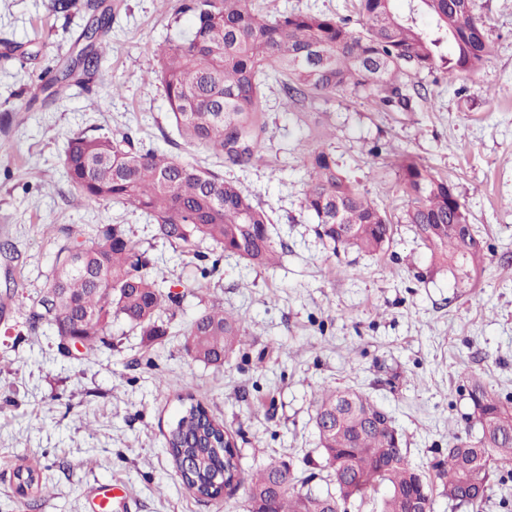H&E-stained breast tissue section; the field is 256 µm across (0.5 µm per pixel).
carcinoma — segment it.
Instances as JSON below:
<instances>
[{"instance_id": "cac0c4a2", "label": "carcinoma", "mask_w": 512, "mask_h": 512, "mask_svg": "<svg viewBox=\"0 0 512 512\" xmlns=\"http://www.w3.org/2000/svg\"><path fill=\"white\" fill-rule=\"evenodd\" d=\"M358 2L362 26L355 31L344 20L320 14L264 16L254 11L251 0H185L183 10L192 17L189 35L159 50L154 71L179 135L231 165H248L259 158L256 116L271 78L293 101L350 89L369 101L406 109L411 97L403 91L402 78L408 69L442 68L455 77L479 70L490 59L472 0H409L405 14L394 10V0ZM85 8L91 11L87 26L96 40L82 72L94 75L112 15L96 14L93 0ZM449 42L454 46L450 56L444 52ZM307 166L302 206L324 245L334 252H383L393 232L386 211L325 150L311 151ZM64 167L84 197L143 212L171 244L209 240L224 254L255 267L280 263L282 252L272 240L267 212L219 170L155 149L141 150L127 135L84 133L68 139ZM399 173L406 197L404 223L413 227L432 260L455 275H468L484 254L473 236L453 224L462 203L448 195V180L408 156L400 160ZM148 266L122 225L107 224L90 247L59 250L31 323L45 322L58 336L86 337L88 353L111 347L107 329L118 318L147 336H164L162 315L179 300ZM246 339L244 320L214 304L187 329L184 350L196 362L221 367ZM469 399L481 436L455 437L447 455L433 464L430 481L409 462L403 436L382 404L355 389L320 388L312 422L334 488L322 492L305 481L298 484L290 464L273 459L247 481L249 512H335L333 503L361 500L381 485L385 493L376 512H410L415 501L431 512L435 483L455 507L481 504L493 466L512 465V405L476 377ZM222 429L201 404L191 401L178 430L166 438L183 484L199 497L210 495L216 478L226 488L233 486L224 480L233 467V452L224 447ZM17 474L27 480L17 485L18 493L27 488L50 493L37 466H21Z\"/></svg>"}]
</instances>
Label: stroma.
<instances>
[{
    "label": "stroma",
    "instance_id": "1",
    "mask_svg": "<svg viewBox=\"0 0 512 512\" xmlns=\"http://www.w3.org/2000/svg\"><path fill=\"white\" fill-rule=\"evenodd\" d=\"M112 27L100 72L53 80L78 52L88 15L51 0H0V512H90L93 486L111 483V512H247L244 487L202 500L182 483L165 448L192 395L232 433L241 474L270 459L326 488L305 458L319 459L313 397L352 387L382 403L429 470L453 434L477 436L468 397L482 377L512 400V0H473L494 48L480 70L456 78L425 70L405 81L408 109L346 91L295 104L264 89L260 161L223 165L179 141L154 79L156 50L188 26L183 0H105ZM262 15L311 12L360 29L357 0H253ZM128 134L136 145L222 170L271 219L286 251L279 267L254 269L210 242L171 244L141 211L85 198L64 168L68 137ZM325 149L391 216L393 237L371 256L326 250L302 207L310 150ZM410 156L447 178L464 203L484 262L464 278L436 265L402 221L397 161ZM123 225L181 303L166 335L123 321L112 346L59 351L30 312L59 249L87 245L99 227ZM216 265L201 278V266ZM240 315L249 342L222 367L183 348L210 300ZM39 463L51 493L19 496L18 466Z\"/></svg>",
    "mask_w": 512,
    "mask_h": 512
}]
</instances>
